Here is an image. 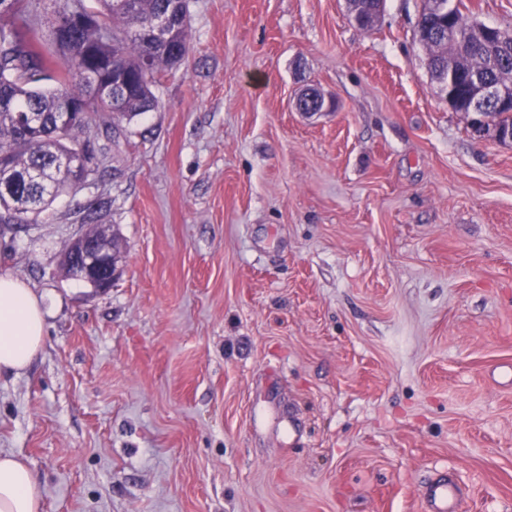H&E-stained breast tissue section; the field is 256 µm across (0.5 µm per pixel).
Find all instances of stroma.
I'll return each mask as SVG.
<instances>
[{"label":"stroma","instance_id":"obj_1","mask_svg":"<svg viewBox=\"0 0 512 512\" xmlns=\"http://www.w3.org/2000/svg\"><path fill=\"white\" fill-rule=\"evenodd\" d=\"M188 4L158 107L95 116L87 180L0 224L49 309L0 450L43 512H424L444 470L512 512V145L449 106L420 0L368 31L346 0ZM91 202L104 291L63 266Z\"/></svg>","mask_w":512,"mask_h":512}]
</instances>
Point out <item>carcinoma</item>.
<instances>
[{"mask_svg": "<svg viewBox=\"0 0 512 512\" xmlns=\"http://www.w3.org/2000/svg\"><path fill=\"white\" fill-rule=\"evenodd\" d=\"M36 0H0V216L1 224H31L65 189L79 187L62 158L84 146L93 115L105 112L127 121L157 106L156 80L179 66L189 50L187 0H49L42 18ZM74 3L81 21L57 23V6ZM452 34L431 39V76L453 71L454 111H466L476 82L512 90V32L490 36L469 21L462 0H446ZM169 16L164 36L152 35L154 19ZM47 27L59 58L41 50ZM52 79L57 88L41 83ZM79 108L68 126L58 125L65 103Z\"/></svg>", "mask_w": 512, "mask_h": 512, "instance_id": "cac0c4a2", "label": "carcinoma"}]
</instances>
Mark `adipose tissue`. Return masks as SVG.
<instances>
[{
	"label": "adipose tissue",
	"mask_w": 512,
	"mask_h": 512,
	"mask_svg": "<svg viewBox=\"0 0 512 512\" xmlns=\"http://www.w3.org/2000/svg\"><path fill=\"white\" fill-rule=\"evenodd\" d=\"M47 308L10 272H0V375L20 374L42 350ZM0 512H42L35 472L14 453L0 451Z\"/></svg>",
	"instance_id": "1"
}]
</instances>
